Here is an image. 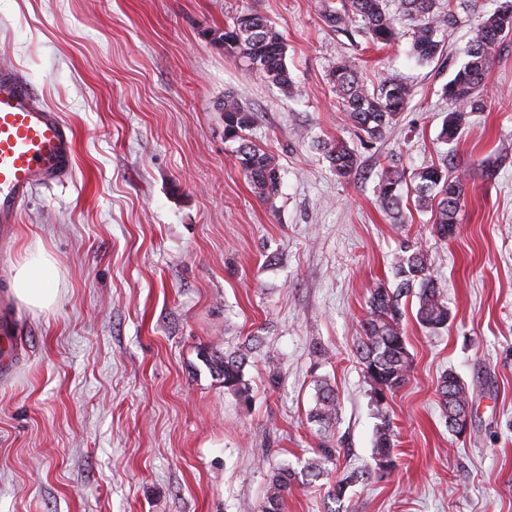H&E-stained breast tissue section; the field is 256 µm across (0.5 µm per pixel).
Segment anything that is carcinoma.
<instances>
[{
	"label": "carcinoma",
	"instance_id": "1",
	"mask_svg": "<svg viewBox=\"0 0 512 512\" xmlns=\"http://www.w3.org/2000/svg\"><path fill=\"white\" fill-rule=\"evenodd\" d=\"M360 20L375 45H392L400 38L398 20L408 17L415 25L411 32V54L421 62H431L443 52L440 35L450 23V14L437 7V0H397L395 14L387 12L383 0H350V10L336 11L330 21L341 27L350 18ZM512 31V0H499L497 7L478 24L464 49L465 62L442 88L443 96L453 106L443 123L440 139L456 140L468 115L480 112L484 104L477 92L488 65L504 39L503 29ZM224 39L237 43L236 49L254 58V71L285 94L295 92L286 63V45L280 33L263 16L244 12L224 26ZM336 95L354 127L371 139H378L412 100L411 87L394 77H385L376 87L364 85L356 66L349 60L339 61L330 72ZM224 139L236 144L235 157L254 192L268 199L280 184V170L270 153L257 147L246 137L255 123V113L234 96H224ZM321 150L334 174L349 179L358 173V155L341 138L321 144ZM377 198L386 214L396 224L404 220V199L415 195L414 206L432 213V229L442 239L456 234L457 216L464 184L460 176L448 172V164L422 168L406 177L396 165L384 169L376 184ZM417 299L416 319L431 331L448 326L450 312L445 303L431 255L418 243L406 241L394 263V284L379 283L370 289L367 315L362 322L363 337L357 349L362 375L369 387L376 425L373 441L374 466L351 472L336 479L328 498L335 503L344 500L349 487L371 478H383L395 467L394 430L387 413L388 396L408 379L413 357L407 347L402 328V299ZM253 348L224 355H203L209 368L224 384V392L248 399L244 368ZM437 392L448 418V428L456 431L455 416L467 410L469 393L452 372L443 374ZM338 414L335 390L326 380L316 383L315 406L309 419L325 429ZM337 449L325 444L297 472L290 467L276 469L259 512H282L288 492L301 477L319 478L327 474L328 464L336 458Z\"/></svg>",
	"mask_w": 512,
	"mask_h": 512
}]
</instances>
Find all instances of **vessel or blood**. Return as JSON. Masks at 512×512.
<instances>
[{"label":"vessel or blood","mask_w":512,"mask_h":512,"mask_svg":"<svg viewBox=\"0 0 512 512\" xmlns=\"http://www.w3.org/2000/svg\"><path fill=\"white\" fill-rule=\"evenodd\" d=\"M74 130L40 106L18 69L0 66V238L11 236L22 206L42 185L73 172Z\"/></svg>","instance_id":"1"}]
</instances>
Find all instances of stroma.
I'll return each mask as SVG.
<instances>
[{
    "mask_svg": "<svg viewBox=\"0 0 512 512\" xmlns=\"http://www.w3.org/2000/svg\"><path fill=\"white\" fill-rule=\"evenodd\" d=\"M348 0H0V63L76 134L71 177L38 187L0 249V293L15 323L0 374V512H255L271 471L302 469L323 439L331 475L295 484L283 512H324L337 476L372 462L377 419L356 358L369 290L392 282L406 241L428 250L452 318L433 333L404 307L413 356L388 400L396 467L350 488L343 512H512V36L494 57L457 143L439 135L441 94L471 29L496 0H453L443 54L374 46L360 21L336 29ZM258 12L282 34L296 91L284 95L208 31ZM357 65L367 85L393 76L414 97L382 139L354 128L330 70ZM256 115L248 136L281 181L259 198L224 139L225 95ZM341 138L360 172L340 179L317 141ZM448 154L464 177L456 235L429 212L392 223L375 186L388 165L412 173ZM56 261L55 305L13 295L27 249ZM252 336L249 402L200 359ZM468 387L456 435L438 382ZM336 424L309 420L318 379Z\"/></svg>",
    "mask_w": 512,
    "mask_h": 512,
    "instance_id": "obj_1",
    "label": "stroma"
}]
</instances>
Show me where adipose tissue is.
Here are the masks:
<instances>
[{
    "mask_svg": "<svg viewBox=\"0 0 512 512\" xmlns=\"http://www.w3.org/2000/svg\"><path fill=\"white\" fill-rule=\"evenodd\" d=\"M59 270L43 248L27 250L15 266L11 281L14 295L32 311L48 310L56 296Z\"/></svg>",
    "mask_w": 512,
    "mask_h": 512,
    "instance_id": "1",
    "label": "adipose tissue"
}]
</instances>
